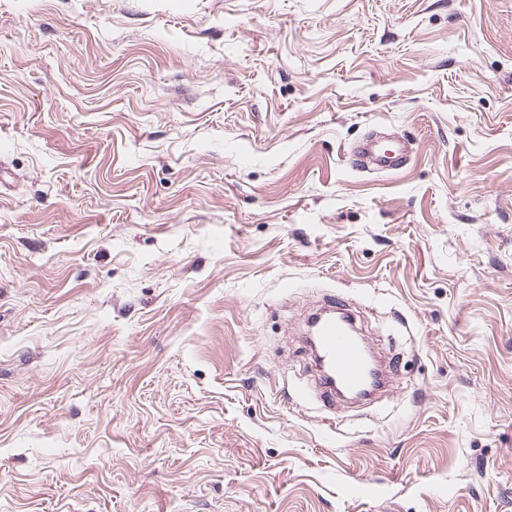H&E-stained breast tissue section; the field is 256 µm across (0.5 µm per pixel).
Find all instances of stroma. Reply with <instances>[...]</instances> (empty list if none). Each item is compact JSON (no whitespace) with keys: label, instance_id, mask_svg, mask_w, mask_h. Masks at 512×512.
Segmentation results:
<instances>
[{"label":"stroma","instance_id":"1","mask_svg":"<svg viewBox=\"0 0 512 512\" xmlns=\"http://www.w3.org/2000/svg\"><path fill=\"white\" fill-rule=\"evenodd\" d=\"M0 512H512V0H0ZM411 147L406 141L394 143L386 149L372 137L363 138L353 148L351 164L359 169L394 171L410 158ZM332 307L343 311L341 298L333 296ZM337 303V304H336ZM343 313V314H341ZM331 316L317 315L310 321L312 333L318 338V353L336 382L347 389L363 386L366 368L362 353L354 341L351 320L344 312Z\"/></svg>","mask_w":512,"mask_h":512}]
</instances>
